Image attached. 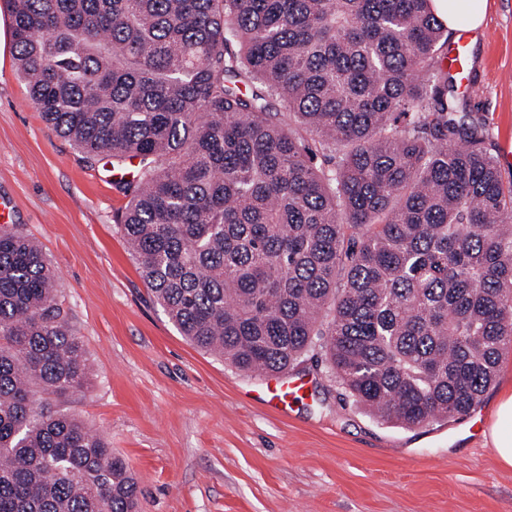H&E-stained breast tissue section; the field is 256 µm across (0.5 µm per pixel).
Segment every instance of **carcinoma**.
Here are the masks:
<instances>
[{"label":"carcinoma","mask_w":512,"mask_h":512,"mask_svg":"<svg viewBox=\"0 0 512 512\" xmlns=\"http://www.w3.org/2000/svg\"><path fill=\"white\" fill-rule=\"evenodd\" d=\"M48 127L138 161L119 223L191 345L325 366L384 423L452 420L512 342V183L430 0H6ZM91 367L48 256L0 228V512H139L59 405Z\"/></svg>","instance_id":"carcinoma-1"}]
</instances>
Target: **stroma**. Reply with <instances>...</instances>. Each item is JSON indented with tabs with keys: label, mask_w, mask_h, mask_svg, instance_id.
I'll return each instance as SVG.
<instances>
[{
	"label": "stroma",
	"mask_w": 512,
	"mask_h": 512,
	"mask_svg": "<svg viewBox=\"0 0 512 512\" xmlns=\"http://www.w3.org/2000/svg\"><path fill=\"white\" fill-rule=\"evenodd\" d=\"M456 95L512 178V0H486ZM104 164L56 136L16 68L0 0V202L37 239L58 300L95 367L61 406L136 475L141 512H512V467L467 418L403 428L346 398L326 368L287 411L257 376L192 346L146 287L119 227L128 202Z\"/></svg>",
	"instance_id": "stroma-1"
}]
</instances>
